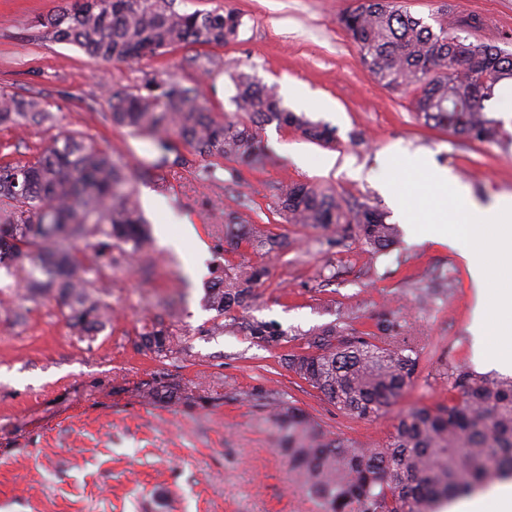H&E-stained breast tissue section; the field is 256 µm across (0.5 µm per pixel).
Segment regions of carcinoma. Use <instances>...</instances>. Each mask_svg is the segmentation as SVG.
Wrapping results in <instances>:
<instances>
[{
  "mask_svg": "<svg viewBox=\"0 0 512 512\" xmlns=\"http://www.w3.org/2000/svg\"><path fill=\"white\" fill-rule=\"evenodd\" d=\"M340 22L358 48L371 78L391 90L412 85L418 118L480 143H499V123L486 103L500 84L512 81V53L439 31L394 0H360ZM41 25L57 43L74 45L103 62H126L183 45L222 46L237 39L242 16L234 10L181 11L176 0H66ZM236 116L217 117L200 85L152 77L135 92H112V123L148 138L159 168L182 143L210 159L202 170L217 181L218 159L252 165L266 154L258 128L272 123L295 128L321 144L335 140L281 104L272 88L253 76L231 75ZM52 120L34 98L0 94V126L20 128ZM126 165L72 132L32 161L0 166V266L25 270L34 300L58 289L69 325L81 334L104 326L106 311L95 293L114 243L139 250L146 221L133 200ZM281 214L290 224H336L381 249L396 236L383 211L366 203L347 205L311 183L275 186ZM224 227L242 229L238 242L270 250L281 246L254 226L224 213ZM94 277H89V274ZM267 275L250 265L227 268L208 290L206 304L218 315L243 306ZM250 333L278 345L283 333L262 322ZM154 351L166 348V332L141 335ZM311 353L291 355L288 366L349 416L368 419L394 402L419 367L416 347L405 339L385 342L374 332L349 336L328 328L310 342ZM448 406L405 414L379 448H356L315 435L310 420L292 406H278L274 422L288 473L324 512H433L450 496L469 495L492 479L512 478V378L495 379L448 368Z\"/></svg>",
  "mask_w": 512,
  "mask_h": 512,
  "instance_id": "cac0c4a2",
  "label": "carcinoma"
}]
</instances>
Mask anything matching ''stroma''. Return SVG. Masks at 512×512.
Masks as SVG:
<instances>
[{"label":"stroma","mask_w":512,"mask_h":512,"mask_svg":"<svg viewBox=\"0 0 512 512\" xmlns=\"http://www.w3.org/2000/svg\"><path fill=\"white\" fill-rule=\"evenodd\" d=\"M358 0H180L181 10L233 9L243 17L236 41L186 45L137 63L91 60L52 41L41 26L62 0H0V92L40 99L54 119L0 129V163L29 160L57 137L80 131L128 167L150 240L136 261L116 248L99 295L109 322L75 333L56 292L25 296L23 273L0 268V512H317L291 481L277 451L270 410H300L317 434L361 448L382 445L414 408L448 403V369L512 376V363L478 353L469 330L474 306L465 246L419 242L397 224L388 194L365 174L396 155H427L465 182L475 199L512 198V145L479 143L425 125L412 110L415 88L376 83L340 23ZM432 27L457 32L480 16L470 40L512 52V0H399ZM245 72L275 87L284 107L336 130L320 145L269 124V152L244 166L228 160L217 183L205 163L178 148L179 164L144 170L150 140L113 125L112 91L153 76L201 84L209 107L234 115L231 75ZM335 156L333 168L321 160ZM239 171L231 180V171ZM308 182L347 203L363 202L398 226L394 243L372 249L355 236L286 223L273 187ZM249 208L238 209V197ZM238 210L282 241L266 251L230 246L224 213ZM268 268L247 307L218 316L205 303L228 264ZM283 334L268 346L247 326ZM417 336L425 355L399 398L369 419L344 414L288 367L313 334L330 327ZM164 330L157 354L143 328ZM164 398H150L153 389Z\"/></svg>","instance_id":"1"}]
</instances>
